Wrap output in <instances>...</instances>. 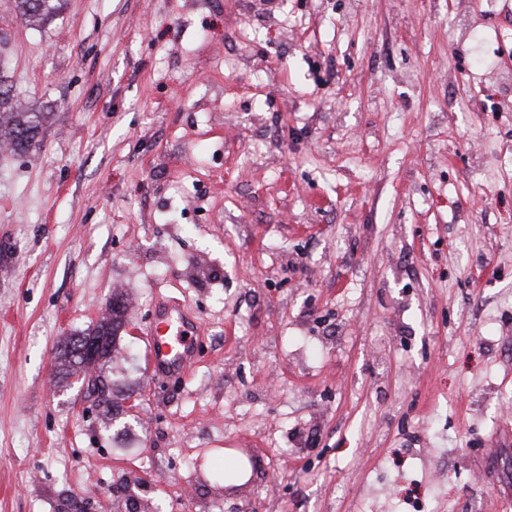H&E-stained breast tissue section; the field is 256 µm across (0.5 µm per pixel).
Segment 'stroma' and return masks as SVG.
Returning a JSON list of instances; mask_svg holds the SVG:
<instances>
[{"label": "stroma", "instance_id": "stroma-1", "mask_svg": "<svg viewBox=\"0 0 512 512\" xmlns=\"http://www.w3.org/2000/svg\"><path fill=\"white\" fill-rule=\"evenodd\" d=\"M511 74L512 0H0V512H512ZM57 0H15L17 12L24 20L34 23L56 10ZM0 95V143L11 145L16 153L32 151L46 119L44 112L6 110L4 105L9 97L4 91ZM110 307V315L105 317L94 328L88 329L82 336V339H98L104 337V344L96 363L104 358L110 357L114 351L116 335L115 333L122 326L125 317L126 305L125 299L120 294H113ZM177 328L171 332V322L163 313L148 334V360L153 375L184 374L194 360L196 343L193 314L177 304ZM188 332L191 336H186Z\"/></svg>", "mask_w": 512, "mask_h": 512}]
</instances>
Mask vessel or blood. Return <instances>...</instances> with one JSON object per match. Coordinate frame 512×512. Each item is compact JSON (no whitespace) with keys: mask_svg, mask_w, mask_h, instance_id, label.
<instances>
[{"mask_svg":"<svg viewBox=\"0 0 512 512\" xmlns=\"http://www.w3.org/2000/svg\"><path fill=\"white\" fill-rule=\"evenodd\" d=\"M193 315L178 306L176 321L159 317L149 333L148 360L152 374L170 376L185 373L193 363L196 338Z\"/></svg>","mask_w":512,"mask_h":512,"instance_id":"obj_1","label":"vessel or blood"}]
</instances>
